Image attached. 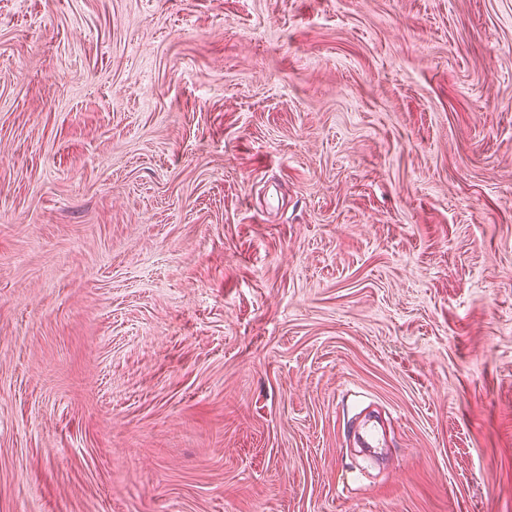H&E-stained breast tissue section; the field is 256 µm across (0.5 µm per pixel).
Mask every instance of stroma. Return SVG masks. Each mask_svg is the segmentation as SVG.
Here are the masks:
<instances>
[{
  "mask_svg": "<svg viewBox=\"0 0 512 512\" xmlns=\"http://www.w3.org/2000/svg\"><path fill=\"white\" fill-rule=\"evenodd\" d=\"M0 512H512V0H0Z\"/></svg>",
  "mask_w": 512,
  "mask_h": 512,
  "instance_id": "obj_1",
  "label": "stroma"
}]
</instances>
